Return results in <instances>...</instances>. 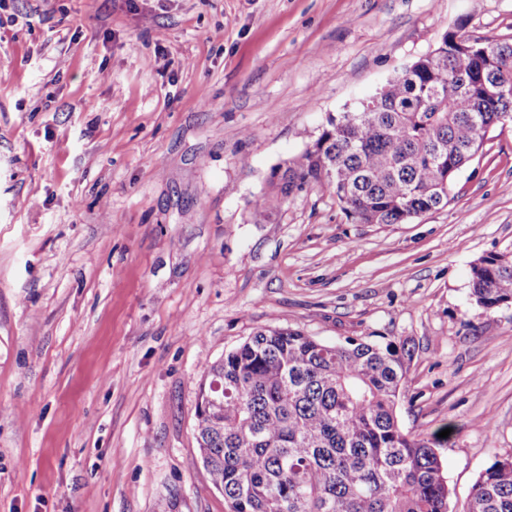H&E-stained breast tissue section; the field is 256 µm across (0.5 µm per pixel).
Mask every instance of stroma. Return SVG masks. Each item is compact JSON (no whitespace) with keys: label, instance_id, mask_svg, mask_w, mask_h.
Listing matches in <instances>:
<instances>
[{"label":"stroma","instance_id":"35a3bbf8","mask_svg":"<svg viewBox=\"0 0 512 512\" xmlns=\"http://www.w3.org/2000/svg\"><path fill=\"white\" fill-rule=\"evenodd\" d=\"M512 0H0V512H227L198 459L203 366L254 332L408 341L398 416L461 512L512 455V123L446 206L355 224L327 187L251 212L272 168L448 29ZM471 295L486 309L512 304V251L491 253L472 264Z\"/></svg>","mask_w":512,"mask_h":512}]
</instances>
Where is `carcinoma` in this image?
I'll use <instances>...</instances> for the list:
<instances>
[{"label": "carcinoma", "instance_id": "cac0c4a2", "mask_svg": "<svg viewBox=\"0 0 512 512\" xmlns=\"http://www.w3.org/2000/svg\"><path fill=\"white\" fill-rule=\"evenodd\" d=\"M512 41L489 52L445 31L368 106L329 117L296 160L272 170L255 202L270 223L291 193L327 186L356 224H406L448 204V188L512 114ZM471 295L512 304V251L471 266ZM413 351L406 341L326 343L267 327L206 364L196 406L200 460L229 512H448L436 452L410 435L397 407ZM463 512H512V456L479 476Z\"/></svg>", "mask_w": 512, "mask_h": 512}]
</instances>
